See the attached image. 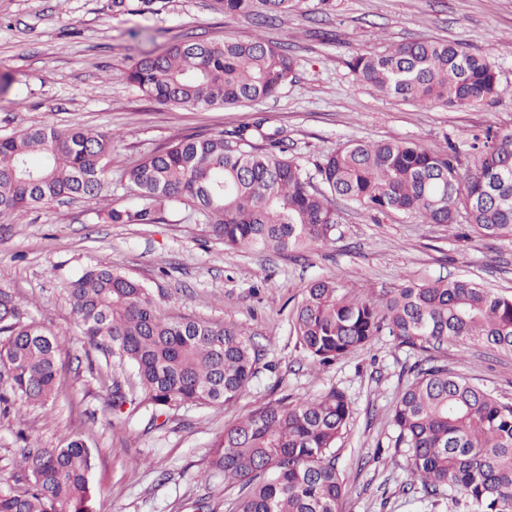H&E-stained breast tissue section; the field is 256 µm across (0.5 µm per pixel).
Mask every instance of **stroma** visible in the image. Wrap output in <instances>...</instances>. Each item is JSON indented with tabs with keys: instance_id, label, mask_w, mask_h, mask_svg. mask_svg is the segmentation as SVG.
I'll list each match as a JSON object with an SVG mask.
<instances>
[{
	"instance_id": "35a3bbf8",
	"label": "stroma",
	"mask_w": 512,
	"mask_h": 512,
	"mask_svg": "<svg viewBox=\"0 0 512 512\" xmlns=\"http://www.w3.org/2000/svg\"><path fill=\"white\" fill-rule=\"evenodd\" d=\"M263 37L297 59L277 97L247 106L171 107L129 81L136 61L195 38ZM414 40L463 44L495 67L503 95L469 110L384 98L355 80L346 61ZM0 136L73 125L113 134L108 195L95 202L52 201L0 217V271L28 319L57 335L61 383L45 407L15 405L0 414V487L22 485L23 444L58 446L83 438L97 464L91 512H230L237 485L208 477L209 449L250 411L281 398L296 402L330 389L347 395L353 416L336 444L346 484L340 512H448L444 499L408 492V463L395 445L391 410L421 358L388 331L328 365L302 352L293 313L304 288L326 278L366 297L405 283L466 277L512 297V239L481 236L466 224H426L396 215L376 220L348 207L333 240L302 256L225 247L190 207H167L156 224H110L103 212L138 207L124 172L188 135L231 134L259 125L286 142L307 176L348 140L410 141L441 153L456 145L469 165L473 134L512 132V0H301L297 11L260 26L229 17L214 0H156L152 9L116 13L112 0H0ZM109 266L144 282L160 312L233 325L259 352L244 395L224 405H184L151 425L148 411L113 413L110 379L132 368L89 350L72 312L67 283ZM450 369L512 403V356L476 345L441 352Z\"/></svg>"
}]
</instances>
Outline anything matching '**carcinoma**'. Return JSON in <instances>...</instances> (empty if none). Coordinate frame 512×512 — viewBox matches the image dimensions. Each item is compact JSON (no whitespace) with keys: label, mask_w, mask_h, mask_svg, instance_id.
Instances as JSON below:
<instances>
[{"label":"carcinoma","mask_w":512,"mask_h":512,"mask_svg":"<svg viewBox=\"0 0 512 512\" xmlns=\"http://www.w3.org/2000/svg\"><path fill=\"white\" fill-rule=\"evenodd\" d=\"M154 0H112L139 11ZM298 0H216L230 16L265 24ZM288 47L261 38L219 44L184 41L140 59L128 78L167 106L240 105L269 99L293 78ZM356 80L384 97L418 105L470 109L498 98L494 66L457 42L421 40L346 61ZM249 127L235 139L186 137L129 168L127 188L143 200L110 210L113 224H155L173 201L195 210L229 248L302 251L332 238L340 209L310 188L287 148H257ZM113 136L79 126L44 125L0 137V216L61 198L98 199L109 187ZM471 167L461 171L454 147L434 153L414 142L349 140L316 164L339 201L375 218L418 217L425 224L465 222L482 236L512 237V133L487 127L472 136ZM72 312L90 347L131 364L155 422L184 405L240 398L252 379L257 349L244 332L156 311L140 281L93 267L68 284ZM399 345L426 355L392 409L396 446L416 489L467 512H512V404L464 376L434 364L429 353L448 342L475 343L512 354V298L468 278L409 283L381 300L362 299L328 279L311 282L295 309L304 353L326 365L366 347L382 325ZM59 340L33 321L0 272V392L44 407L60 386ZM117 411L130 391L109 386ZM352 409L332 389L295 404L282 398L224 429L210 449V474L241 485L234 512H339L345 484L334 448ZM26 484L0 490V512H90L94 451L79 437L60 447H24Z\"/></svg>","instance_id":"carcinoma-1"}]
</instances>
